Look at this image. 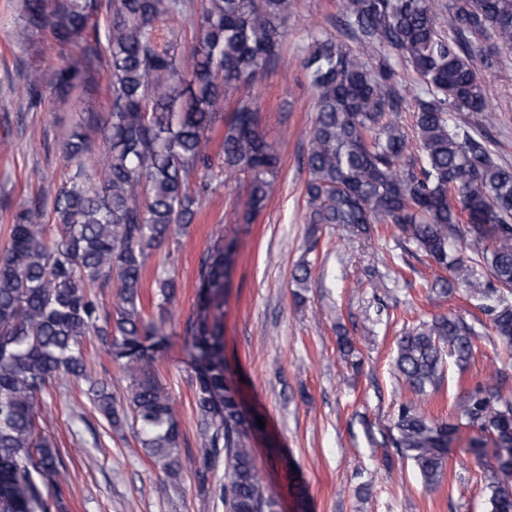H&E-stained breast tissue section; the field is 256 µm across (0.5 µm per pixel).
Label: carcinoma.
Segmentation results:
<instances>
[{"instance_id":"cac0c4a2","label":"carcinoma","mask_w":512,"mask_h":512,"mask_svg":"<svg viewBox=\"0 0 512 512\" xmlns=\"http://www.w3.org/2000/svg\"><path fill=\"white\" fill-rule=\"evenodd\" d=\"M100 8L97 0H23L19 14L18 42L46 32L58 51L57 96L97 92L105 68L111 103L107 114L88 112L73 126L68 172L16 213L0 255V512L66 508V465L40 425L39 396L60 372L88 385L112 426L131 429L165 475L155 491L167 494L182 432L150 361L164 340L176 283L159 275L158 320L145 317L147 261L177 228L194 223L209 189L196 181L211 166L208 131L229 94L247 91L224 128V170L249 178L253 208L264 206L279 168L253 91L282 64L294 0H109L103 26ZM194 13L199 35L184 51L171 24ZM311 38L301 60L316 112L305 154L307 223L347 224L363 235L374 224L395 228L404 244L448 271L432 291L468 290L511 348L512 165L456 113L494 121L475 61L486 70L502 65L500 49L512 48V0H341L336 32ZM398 64L422 86L409 130L399 121ZM25 92L31 105L41 102L40 70L27 74ZM93 134L107 144L98 180L89 173ZM236 251V240L222 237L207 249L197 312L186 326L196 371L198 483L227 512H277L278 497L261 482L247 445L262 433L259 414L245 408L227 378L224 288ZM112 286L117 302L104 312L90 289ZM88 336L108 344L128 373L122 400L88 369ZM476 337L454 314L404 331L396 369L405 388L418 398L437 391L446 359L465 370ZM460 407L481 433L471 442L475 455L489 438L495 446L490 512H512V400L479 382L464 391ZM394 429L393 447L435 489L458 425L409 399ZM221 467L225 482L214 486L208 474Z\"/></svg>"}]
</instances>
